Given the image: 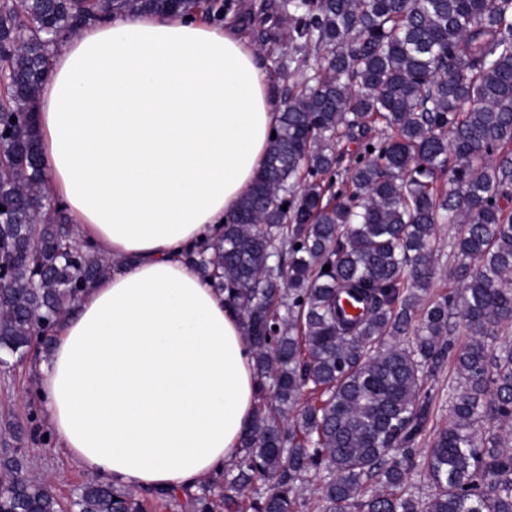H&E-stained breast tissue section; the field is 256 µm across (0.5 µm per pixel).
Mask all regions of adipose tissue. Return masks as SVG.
I'll list each match as a JSON object with an SVG mask.
<instances>
[{
    "label": "adipose tissue",
    "instance_id": "obj_1",
    "mask_svg": "<svg viewBox=\"0 0 512 512\" xmlns=\"http://www.w3.org/2000/svg\"><path fill=\"white\" fill-rule=\"evenodd\" d=\"M271 84L237 23L142 13L79 28L41 88L50 194L114 267L57 323L37 391L67 457L115 487L195 492L257 410L245 322L184 254L263 169Z\"/></svg>",
    "mask_w": 512,
    "mask_h": 512
}]
</instances>
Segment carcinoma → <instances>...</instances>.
Listing matches in <instances>:
<instances>
[{"label":"carcinoma","instance_id":"obj_1","mask_svg":"<svg viewBox=\"0 0 512 512\" xmlns=\"http://www.w3.org/2000/svg\"><path fill=\"white\" fill-rule=\"evenodd\" d=\"M233 7L0 0L1 374L112 269L48 192L33 111L46 28ZM248 15L283 110L236 222L186 258L242 315L260 404L234 465L172 501L299 512L312 480L323 512H512V341L498 343L512 325V0H253ZM441 224L460 226L457 289L425 302ZM447 361L448 422L422 448ZM33 464L0 438V512H144L96 477L63 502Z\"/></svg>","mask_w":512,"mask_h":512}]
</instances>
